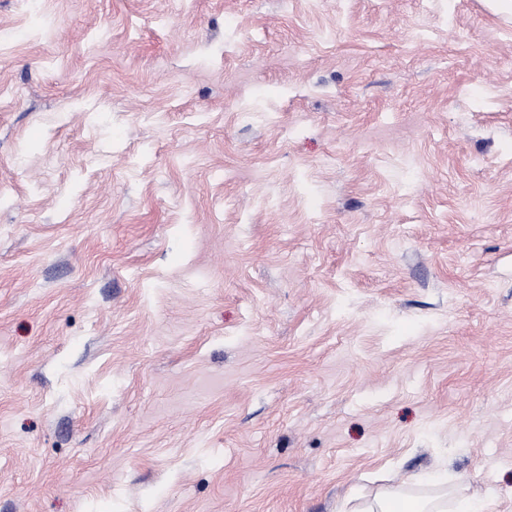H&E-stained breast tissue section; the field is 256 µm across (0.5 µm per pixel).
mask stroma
Instances as JSON below:
<instances>
[{
  "label": "stroma",
  "instance_id": "stroma-1",
  "mask_svg": "<svg viewBox=\"0 0 512 512\" xmlns=\"http://www.w3.org/2000/svg\"><path fill=\"white\" fill-rule=\"evenodd\" d=\"M443 467L512 512V0H0V512Z\"/></svg>",
  "mask_w": 512,
  "mask_h": 512
}]
</instances>
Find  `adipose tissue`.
Segmentation results:
<instances>
[{"instance_id": "1", "label": "adipose tissue", "mask_w": 512, "mask_h": 512, "mask_svg": "<svg viewBox=\"0 0 512 512\" xmlns=\"http://www.w3.org/2000/svg\"><path fill=\"white\" fill-rule=\"evenodd\" d=\"M425 483L428 494L415 495L400 488H383L360 499L352 512H486L482 501L455 493L447 472H432Z\"/></svg>"}]
</instances>
